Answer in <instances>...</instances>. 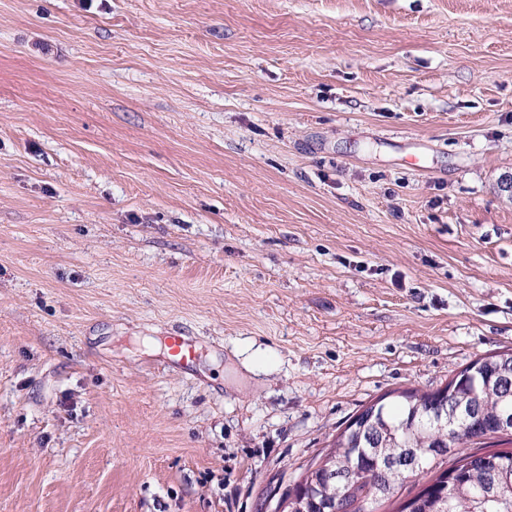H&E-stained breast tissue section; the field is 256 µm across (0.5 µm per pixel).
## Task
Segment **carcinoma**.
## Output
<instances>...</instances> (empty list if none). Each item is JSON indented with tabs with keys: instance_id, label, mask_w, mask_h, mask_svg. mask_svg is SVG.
<instances>
[{
	"instance_id": "1",
	"label": "carcinoma",
	"mask_w": 512,
	"mask_h": 512,
	"mask_svg": "<svg viewBox=\"0 0 512 512\" xmlns=\"http://www.w3.org/2000/svg\"><path fill=\"white\" fill-rule=\"evenodd\" d=\"M512 370V351L479 357L459 370L444 386L432 390H394L378 398V406L362 409L372 418L363 429L344 428L331 448L310 465L288 495L315 494L324 504L336 502V512H360V504H383L396 486L414 479L417 492L402 501L395 512H512V450L491 453L487 463L464 452L468 444L512 434L500 427L499 418L512 413V394L500 391L496 374ZM476 407L473 416L455 432L439 430L429 417L448 396ZM387 455L413 448L420 456L417 470L389 474L373 463L370 439ZM355 473V483L328 494L326 470L330 465Z\"/></svg>"
}]
</instances>
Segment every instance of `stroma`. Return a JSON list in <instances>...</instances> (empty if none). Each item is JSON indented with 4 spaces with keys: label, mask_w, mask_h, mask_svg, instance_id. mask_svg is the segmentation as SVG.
<instances>
[{
    "label": "stroma",
    "mask_w": 512,
    "mask_h": 512,
    "mask_svg": "<svg viewBox=\"0 0 512 512\" xmlns=\"http://www.w3.org/2000/svg\"><path fill=\"white\" fill-rule=\"evenodd\" d=\"M507 172L512 0H0V512H273L512 349Z\"/></svg>",
    "instance_id": "obj_1"
}]
</instances>
